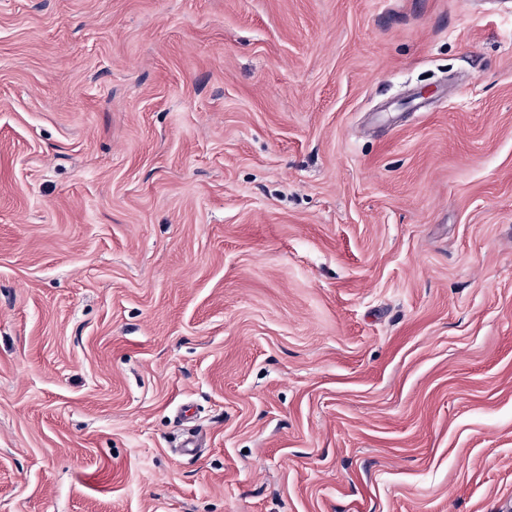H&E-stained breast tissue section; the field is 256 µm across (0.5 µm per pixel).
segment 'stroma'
Returning a JSON list of instances; mask_svg holds the SVG:
<instances>
[{
	"label": "stroma",
	"instance_id": "1",
	"mask_svg": "<svg viewBox=\"0 0 512 512\" xmlns=\"http://www.w3.org/2000/svg\"><path fill=\"white\" fill-rule=\"evenodd\" d=\"M0 512H512V14L0 0Z\"/></svg>",
	"mask_w": 512,
	"mask_h": 512
}]
</instances>
